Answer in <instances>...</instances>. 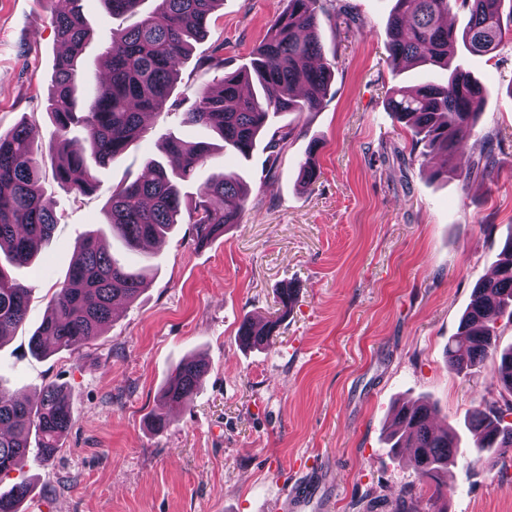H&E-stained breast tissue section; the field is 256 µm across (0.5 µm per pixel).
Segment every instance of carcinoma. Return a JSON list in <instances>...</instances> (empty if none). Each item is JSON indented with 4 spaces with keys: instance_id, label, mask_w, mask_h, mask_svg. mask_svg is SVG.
Wrapping results in <instances>:
<instances>
[{
    "instance_id": "1",
    "label": "carcinoma",
    "mask_w": 512,
    "mask_h": 512,
    "mask_svg": "<svg viewBox=\"0 0 512 512\" xmlns=\"http://www.w3.org/2000/svg\"><path fill=\"white\" fill-rule=\"evenodd\" d=\"M52 22L65 53L56 63L47 92L54 125L57 156L55 181L64 189L89 194L95 188L91 168L105 167L123 155L143 133V117L169 111L179 77L178 66L203 39L212 15L223 0H155L147 17L112 36L105 54L108 80L85 93L78 89L82 75L78 59L91 30L80 8L81 0H63ZM114 16H133L142 0H102ZM502 0H395L388 23L387 50L396 60L416 66L449 69L448 48L462 42L474 55L497 51L512 31V10L500 11ZM468 14L458 33L448 26L453 9ZM344 13L335 0H288L249 64L226 73L217 85H205L194 106L183 113L182 124L204 125L223 142L224 152L246 159L270 119L284 112L318 110L331 87L333 65L323 61L317 34L319 14ZM486 88L457 66L447 80L390 91L389 111L412 128L415 143L452 161L462 142L474 134L484 111ZM82 137L73 138L75 128ZM33 127L18 125L0 134V251L11 265H27L50 242L57 217L40 188V166L35 157ZM211 146L168 135L161 160L149 159L136 181L117 187L105 207L112 234L128 250L163 236L182 216L179 185L195 177L209 157ZM496 160L487 152L469 167L465 177H486ZM248 190L235 172L212 176L198 190V201L188 212L193 242L203 247L240 222ZM507 258L495 277L473 288L458 332L448 340V367L467 371L494 354L493 374L501 388V405H478L467 427L475 432L477 453L512 450V347L497 352V319L512 317V237L503 247ZM124 266L111 256L101 237L89 233L77 247V257L50 300L48 311L30 339L38 353L58 349L75 352L101 333L112 319L114 303L133 301L146 281L143 271ZM32 289L9 276L0 265V343L15 335L25 321ZM279 320L255 328L245 320L238 338L246 346L268 345ZM206 364L201 358L183 360L170 374L161 393L162 406L188 403ZM431 407L424 403L401 406L391 431V447L412 448L420 480L443 495L441 477L455 457L459 435L450 426L438 432L429 426ZM68 396L59 385L47 384L31 404L0 388V477L22 471L29 450L37 448L43 460L53 457L72 425ZM29 491L26 482L0 492V512H20Z\"/></svg>"
}]
</instances>
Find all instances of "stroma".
<instances>
[{
  "label": "stroma",
  "instance_id": "35a3bbf8",
  "mask_svg": "<svg viewBox=\"0 0 512 512\" xmlns=\"http://www.w3.org/2000/svg\"><path fill=\"white\" fill-rule=\"evenodd\" d=\"M342 3L344 16H321L318 26L334 65L330 93L319 110L277 119L290 133L279 155L261 142L249 159L225 156L215 133L161 113L124 155L95 168V190L78 196L52 177L46 95L60 50L50 23L56 0H0V134L32 123L42 188L59 218L40 264L11 270L31 287L32 301L24 325L0 344V387L34 401L54 383L74 411L55 457H29L22 472L0 479V491L27 481L22 512H262L306 477L315 486L305 512H319L324 499L329 512H396L410 487L423 499L421 512H512V453L492 469L476 464L464 427L474 406L499 397L493 364L464 375L444 357L475 284L512 236V40L487 56L454 48L453 63L464 64L487 97L451 170L443 157L424 154L387 108L393 87L446 71L392 61L395 0ZM286 5L224 0L182 65L173 99L189 108L213 80L198 63L215 48L225 71L246 65ZM81 7L93 30L80 64L91 87L113 30L127 21L101 0ZM171 131L215 146L184 185V206L201 181L227 168L249 186L240 223L204 248L192 243L190 225H176L153 250L145 289L116 308L99 336L75 353L33 355L29 338L86 233L101 235L127 265L140 262L113 240L104 209ZM491 133L503 140L493 175L465 177ZM314 143L319 176L306 186L299 165ZM285 285L296 300L276 337L243 347L242 321L275 315ZM189 356L202 357L207 371L191 401L155 431L148 417L159 390ZM418 399L434 404L433 426H457L463 440L443 476L448 494L434 502L408 449L393 453L386 439L396 409Z\"/></svg>",
  "mask_w": 512,
  "mask_h": 512
}]
</instances>
